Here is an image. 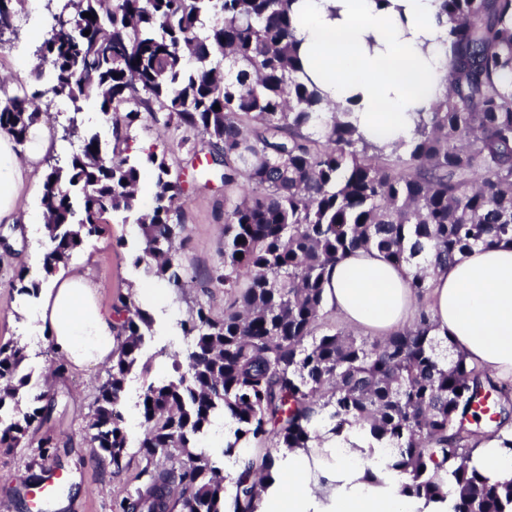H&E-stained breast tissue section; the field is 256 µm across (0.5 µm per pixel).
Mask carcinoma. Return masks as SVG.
<instances>
[{"label": "carcinoma", "instance_id": "cac0c4a2", "mask_svg": "<svg viewBox=\"0 0 512 512\" xmlns=\"http://www.w3.org/2000/svg\"><path fill=\"white\" fill-rule=\"evenodd\" d=\"M22 2L0 0V38L17 32ZM293 2L60 0L35 51L51 66L49 87L0 100V130L19 145L47 93L75 113L92 96L110 121L112 157L73 117L60 140L78 147L64 165H48L47 275L106 233L104 215L136 212L143 247L134 265L177 294L188 287L177 247L180 178L153 152L141 161L127 154L145 121L183 130L178 146L195 158L208 151L224 185V260L209 277L229 298L224 316L198 303L179 322L185 363L145 385L133 442L119 406L127 376L149 371L143 350L153 317L133 295L120 297L90 446L117 470L132 444L148 459L171 460L148 472L120 512H224L223 469L197 446L224 415L233 439L222 456L269 443L235 482L234 512H254L275 453L309 447L318 421L335 434L359 426L388 444L390 468L407 476L403 492L441 493L448 466L459 489L454 512H512V481L491 483L467 465L486 427L498 431L512 418L507 386L461 355L442 356L448 339L431 335L425 306L388 336L321 323L330 267L359 250L407 268L421 300L436 270L477 246L512 243V0H443L453 23L447 96L418 113L406 148L389 152L299 80ZM148 167L144 208L138 186ZM14 288L35 299L41 282L21 269ZM27 358L26 346L0 344V447L24 445L51 411L47 393L22 372ZM47 454L56 455L50 438L31 464L42 466Z\"/></svg>", "mask_w": 512, "mask_h": 512}]
</instances>
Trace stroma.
Returning a JSON list of instances; mask_svg holds the SVG:
<instances>
[{"instance_id": "35a3bbf8", "label": "stroma", "mask_w": 512, "mask_h": 512, "mask_svg": "<svg viewBox=\"0 0 512 512\" xmlns=\"http://www.w3.org/2000/svg\"><path fill=\"white\" fill-rule=\"evenodd\" d=\"M49 20V11L41 5L26 7L22 12L17 35L0 46V78L6 86L33 88L26 60L33 57ZM178 139L177 132L149 124L137 131L131 150L136 157L151 150L164 154L172 173L181 178L184 194L180 205L187 238L181 258L196 281L187 289L185 299H178L166 289L157 302L144 304L155 318L153 336L145 348L153 362L149 374L133 371L126 382L122 410L133 435L139 432L137 402L143 384L170 375L174 359L184 355L185 345L177 336L176 325L186 317L189 303L208 305L217 316L224 313L223 287L206 282L211 270L224 259V188L219 181H208L206 160L192 159L186 149L178 147ZM107 222L108 233L86 241L71 263L90 267L101 285V304L109 309L120 296L152 288L153 283L133 265V257L142 246L135 214L116 213L108 216ZM0 235L9 239L8 247L0 246V340L17 339L26 344V370L32 371L34 379L54 397L51 418L30 432L28 447H0V505L8 512H24L18 494L36 473L30 465V447L49 437L57 443L64 473L74 486L71 497L58 501L60 512H118L120 501L144 483L146 471L165 465L166 460L161 456L146 459L132 448L118 470L92 451L88 421L95 407L97 386L106 378L108 366L102 363L83 371L68 369L51 377V369L59 363L52 340L46 335L27 336L18 312L20 298L13 286L16 272L23 267L29 278L44 280L43 269L26 261L38 238L33 233L17 235L15 226L4 224H0Z\"/></svg>"}]
</instances>
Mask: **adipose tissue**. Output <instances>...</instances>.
<instances>
[{
  "label": "adipose tissue",
  "instance_id": "obj_1",
  "mask_svg": "<svg viewBox=\"0 0 512 512\" xmlns=\"http://www.w3.org/2000/svg\"><path fill=\"white\" fill-rule=\"evenodd\" d=\"M442 0H295L299 78L349 109L370 141L406 144L418 113L447 91L452 53ZM59 144L33 126L25 145L0 131V223L40 226L22 195L40 161ZM435 333L448 337L467 363L512 380V244L473 249L432 278ZM86 271L53 278L27 309L32 333L48 332L56 351L81 369L110 359L111 314L97 300ZM326 302L348 322L386 335L415 315L405 269L377 251L361 250L331 269ZM512 424L479 437L469 458L493 483L512 480V455L502 444ZM383 444L361 428L325 435L309 448L281 450L255 512H454V483L442 495L403 493L405 477L387 466Z\"/></svg>",
  "mask_w": 512,
  "mask_h": 512
}]
</instances>
